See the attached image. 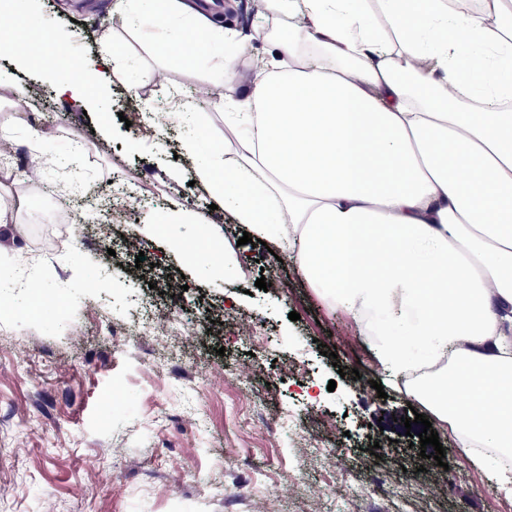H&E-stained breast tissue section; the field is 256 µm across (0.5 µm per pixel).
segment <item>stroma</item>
<instances>
[{"instance_id":"35a3bbf8","label":"stroma","mask_w":512,"mask_h":512,"mask_svg":"<svg viewBox=\"0 0 512 512\" xmlns=\"http://www.w3.org/2000/svg\"><path fill=\"white\" fill-rule=\"evenodd\" d=\"M243 3L226 30L287 35V19ZM111 4L38 0L50 44L73 66L116 55L100 105L62 103L38 68L0 47L8 146L19 157L53 146L40 175L0 170L12 195L32 200L0 225V512H512L451 434L439 437L443 462L421 457L404 434L408 399L363 323L331 309L289 260L239 244L243 225L196 182L182 141L234 162L224 112L269 44L246 42L230 79L143 41L110 18ZM18 83L43 99L19 118L2 94ZM175 88L191 93L189 123L163 138L125 126L146 102L170 112ZM88 192L97 206L77 240L54 212ZM150 215L167 234L153 233ZM202 223L223 270L188 264L175 245ZM131 240L144 260L126 251ZM161 278L172 293L155 289ZM151 312L170 313L176 332L151 330Z\"/></svg>"}]
</instances>
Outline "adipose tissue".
Here are the masks:
<instances>
[{"instance_id": "ef3b65f1", "label": "adipose tissue", "mask_w": 512, "mask_h": 512, "mask_svg": "<svg viewBox=\"0 0 512 512\" xmlns=\"http://www.w3.org/2000/svg\"><path fill=\"white\" fill-rule=\"evenodd\" d=\"M155 43L202 56L223 26L187 0H165ZM263 0L309 20L315 54L294 38L292 64L230 101L234 165L185 141L196 175L237 223L273 238L296 273L356 320L386 313L375 356L405 394L464 448L512 454V0L494 21L451 0ZM201 43L189 44L190 33ZM34 0H0V45L18 66L43 45ZM108 58L73 70L58 50L39 68L58 99H99Z\"/></svg>"}]
</instances>
